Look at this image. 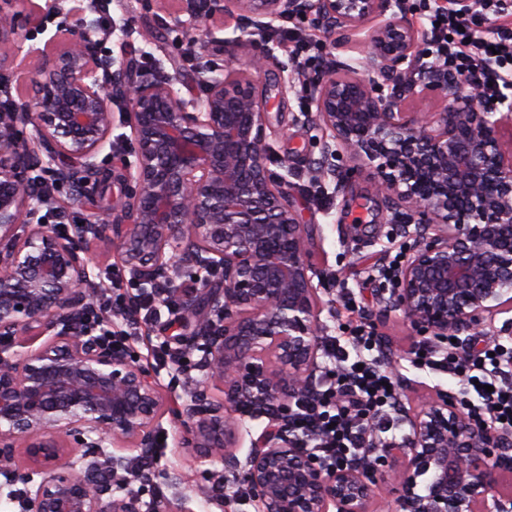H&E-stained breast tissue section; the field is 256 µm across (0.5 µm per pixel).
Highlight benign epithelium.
Wrapping results in <instances>:
<instances>
[{
    "instance_id": "benign-epithelium-1",
    "label": "benign epithelium",
    "mask_w": 512,
    "mask_h": 512,
    "mask_svg": "<svg viewBox=\"0 0 512 512\" xmlns=\"http://www.w3.org/2000/svg\"><path fill=\"white\" fill-rule=\"evenodd\" d=\"M167 28L194 33L228 55L248 43L252 67L272 56L263 35L274 22L312 15L339 33L329 61L307 78L315 112L320 180L343 188L335 159L345 151L378 173L377 192L408 241L405 259L382 289L386 312L434 341L448 334L468 346L491 337L496 315L512 311V103L478 104L458 90L442 112L402 101L445 92L448 70L416 53L427 38L407 0H173ZM238 20L239 35L216 36L211 22ZM15 15L0 6V46L15 35ZM96 21L55 33L29 52L40 64L26 76L28 100L11 99L8 58L0 52V475L24 485V512H142L150 475L129 454H151L162 400L152 375L127 350L81 333L98 285L86 246L112 240L136 286L174 283L187 272L200 291L183 299L189 345L211 387L185 412L188 443L224 460V472L251 489L258 512H368L378 482L394 473L397 512H512V434L478 420L439 390L408 418L410 433L365 467L326 470L300 454L281 426L291 402L311 388L318 363L323 276L311 262L312 229L298 222L285 179L266 164V98L253 76L231 66L204 77L205 98H185L170 56L153 60L160 76L140 81L123 59L97 51ZM360 49L363 70L341 55ZM129 103L114 116L112 95ZM120 120L132 158L120 179L126 201L75 235L40 219L30 184L34 160L62 155L79 167L78 190L98 185L96 157ZM52 334L36 350L20 337ZM277 364L264 373L259 360ZM268 424L239 458L241 417ZM22 443L30 466L13 464ZM80 448H71L72 443ZM111 451H106V448ZM126 493L114 496L113 488ZM189 498L159 497L151 512H190Z\"/></svg>"
}]
</instances>
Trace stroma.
Instances as JSON below:
<instances>
[{"mask_svg":"<svg viewBox=\"0 0 512 512\" xmlns=\"http://www.w3.org/2000/svg\"><path fill=\"white\" fill-rule=\"evenodd\" d=\"M37 2L43 13L34 24L26 20L28 8L24 0H10L8 9L24 19L18 29L19 37L24 38L26 45L40 48L58 29L75 26L77 18L71 12L73 0ZM163 13L157 0H112V18L127 17L137 33L128 41L120 34H111L100 47L102 54L115 58L127 56L136 62L144 78H153L152 58L167 54L177 59L182 53L172 34L157 21ZM255 80L268 100L266 132L272 152L267 165L276 172L282 162H289L293 171L287 187L290 200L299 222L311 225L314 231L312 262L325 276V286L320 293L322 325L333 326L339 319L341 292L353 293L373 321L384 346L402 357L399 364L402 394L409 411L418 410L436 389L458 392L457 383L448 380L447 376L420 370L407 360L406 355L418 342V335L400 314L383 312L377 302L382 283L369 279L367 272L382 254H397L403 240L391 233L393 214L374 189L376 172L368 165L345 156L340 160L346 174L341 192H333L327 184L314 182L307 168L319 156L317 132L312 126L296 120L307 107L302 85L288 86L270 71L256 75ZM129 136V129L113 128L111 147L105 148L97 158L99 180L106 185L107 192L102 195L85 189L80 204L68 209L76 223H93L100 215L105 200H112L117 205L123 201V187L118 175L121 158L132 151ZM182 355L186 364L177 376L164 372L155 376L166 406L159 430L168 437V446L156 468L179 473L182 477L179 487H165V496L177 493L190 496L194 512H222L215 502L194 494L195 488L210 485L214 475L223 473L224 462L219 456L205 454L201 449L187 447L184 443V430L175 412L190 405L193 391L207 385L208 378L197 365L199 352L186 347Z\"/></svg>","mask_w":512,"mask_h":512,"instance_id":"35a3bbf8","label":"stroma"}]
</instances>
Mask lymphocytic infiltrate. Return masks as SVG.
I'll return each instance as SVG.
<instances>
[{
  "label": "lymphocytic infiltrate",
  "mask_w": 512,
  "mask_h": 512,
  "mask_svg": "<svg viewBox=\"0 0 512 512\" xmlns=\"http://www.w3.org/2000/svg\"><path fill=\"white\" fill-rule=\"evenodd\" d=\"M491 15L499 21L495 35L478 36L476 25ZM432 18L426 53L456 74L459 83L480 89L488 102L512 85V0H472L466 11L451 2L435 7ZM110 286L80 328L98 331L114 348H128L157 304H164L171 318L179 316L175 290L141 293L129 312L111 296L119 281L111 280ZM342 306L356 319L340 334L321 337L323 369L312 392L293 402L288 420V436L298 452L317 456L329 468L366 461L376 440L394 430V417L402 408L398 376L386 361L373 323L354 301ZM410 357L413 364L459 379L461 400L472 404L476 417L512 432V346L503 338L470 350L448 339L436 345L420 341Z\"/></svg>",
  "instance_id": "1"
}]
</instances>
